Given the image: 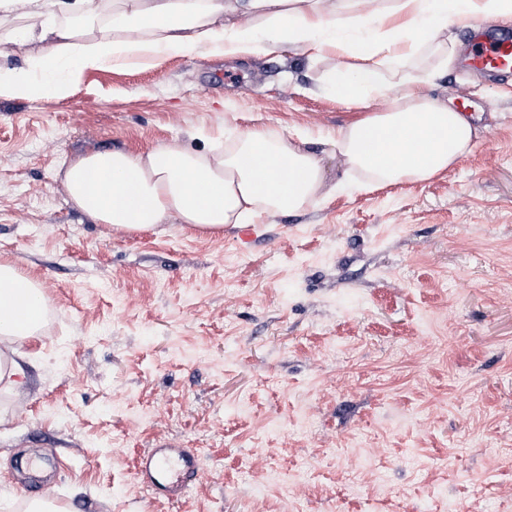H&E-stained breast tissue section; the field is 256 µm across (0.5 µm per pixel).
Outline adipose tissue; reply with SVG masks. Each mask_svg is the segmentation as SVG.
Returning <instances> with one entry per match:
<instances>
[{
	"mask_svg": "<svg viewBox=\"0 0 512 512\" xmlns=\"http://www.w3.org/2000/svg\"><path fill=\"white\" fill-rule=\"evenodd\" d=\"M22 13L23 40L40 44L29 67L0 69V96L64 97L89 70L148 64L172 54L246 57L290 45L307 58L330 53L325 86L349 104L400 96L322 139L365 185L424 182L470 153L475 115L423 93L420 74L451 67L456 16L512 21V0H0ZM250 16L233 24L238 13ZM291 133L254 127L205 151L172 142L146 151L99 150L62 170L74 204L95 222L142 233L184 224L205 235L299 212L342 191L328 183L324 155ZM47 302L40 284L0 265V383L17 386L10 345L38 335Z\"/></svg>",
	"mask_w": 512,
	"mask_h": 512,
	"instance_id": "1",
	"label": "adipose tissue"
}]
</instances>
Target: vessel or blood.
Listing matches in <instances>:
<instances>
[{
    "instance_id": "1",
    "label": "vessel or blood",
    "mask_w": 512,
    "mask_h": 512,
    "mask_svg": "<svg viewBox=\"0 0 512 512\" xmlns=\"http://www.w3.org/2000/svg\"><path fill=\"white\" fill-rule=\"evenodd\" d=\"M466 58L472 68L490 76L512 71V36H475L468 41ZM136 468L148 491L178 499L196 478L199 459L187 448H152L139 456Z\"/></svg>"
}]
</instances>
